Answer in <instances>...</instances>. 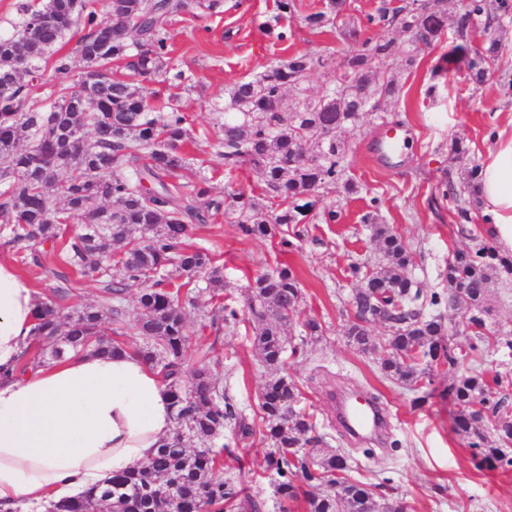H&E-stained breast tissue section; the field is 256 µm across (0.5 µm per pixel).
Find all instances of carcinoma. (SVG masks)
Segmentation results:
<instances>
[{
	"label": "carcinoma",
	"instance_id": "carcinoma-1",
	"mask_svg": "<svg viewBox=\"0 0 512 512\" xmlns=\"http://www.w3.org/2000/svg\"><path fill=\"white\" fill-rule=\"evenodd\" d=\"M346 4L329 0V12L338 15ZM214 7L204 0H111L108 16L101 19L91 0H37L20 5V31L0 35V223L11 227L16 252L53 282L56 299L40 305L33 330L38 351L25 355L16 372L61 360L88 344L97 351L121 349L100 339L101 328L108 317L123 315L122 295L136 286L132 328L150 341L137 355L163 379L176 421L173 435L147 464L88 489L69 501L67 512H100L103 507L109 512H232L240 507L243 488L223 477L222 451L212 446L224 422L236 419L211 378L214 349L201 355L190 380H184V305L194 303L196 273L208 268L209 284L224 286L221 268L185 239L192 225L219 214L223 202L212 200L205 210L197 206V199L208 193L207 179L186 154L190 134L181 110L172 106L154 114L135 82L112 78V64L120 62L138 77L164 71L171 18ZM327 13L309 14L308 25L324 27ZM509 24L512 0H469L466 12L454 21L460 43L449 52L448 64L482 85L486 64L504 52L491 31ZM79 26L85 30L77 51L88 68L86 78L78 89L60 95L49 111L32 108L16 72L19 59H26L31 71L39 70L46 54ZM365 26H393L399 36L362 41L340 62L335 87L319 99L307 94L306 84L324 59L308 53L228 90L222 124L225 165H252L264 191L284 205L269 219L256 211L253 199L236 197V223L245 234L273 238L280 224H303L319 191L349 185L347 141L341 133L358 128L363 114L376 111L381 101L399 97L395 77L379 75L392 65L414 68L421 51L440 40L448 29L446 0L402 5L382 0ZM287 90L295 97L288 109L283 105ZM70 95L77 96L79 106L65 104ZM78 126L88 132L72 135ZM478 169L477 164L470 169L459 190L447 181L436 186L439 198L454 205L460 225L472 221L461 194L477 196ZM60 173L65 180L54 195L49 187ZM372 205L362 222L371 226L382 259L371 270L351 266L360 287L349 301L348 344L364 354L379 353L385 377L412 390L434 372H448V385L428 396L448 401L452 426L468 440L477 467H511L503 448L512 442L509 393L502 390L491 401L490 384L500 387L501 381L463 367L451 336L484 338L493 279L512 275V257L478 236L474 246L453 251L444 271L448 306L461 301L463 308L461 322L452 327L435 310L440 295L424 293L414 280L413 253L401 235L379 222L377 200ZM75 222L77 231L65 236L66 226ZM46 243L50 251L35 250ZM79 277L98 284L100 300L63 318L59 304L72 299ZM248 288L249 313L257 324L253 345L270 370L259 407L263 437L271 445L267 463L276 474L274 496L283 512L299 502L304 512H403L401 504L385 501L381 486L350 479L346 457L323 448L314 415L297 409L300 390L286 370L284 332L301 301L295 271L278 267ZM357 314L387 326L384 344L371 343L368 328L354 319ZM187 436L201 446L187 447Z\"/></svg>",
	"mask_w": 512,
	"mask_h": 512
}]
</instances>
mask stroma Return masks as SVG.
Wrapping results in <instances>:
<instances>
[{
  "instance_id": "1",
  "label": "stroma",
  "mask_w": 512,
  "mask_h": 512,
  "mask_svg": "<svg viewBox=\"0 0 512 512\" xmlns=\"http://www.w3.org/2000/svg\"><path fill=\"white\" fill-rule=\"evenodd\" d=\"M296 2L295 13L285 16L279 14L276 0H219L214 9L198 16L173 17L168 26L172 63L183 71L184 80L156 76L139 81L154 111L179 103L192 137L187 153L197 158L210 198L229 205L243 193L272 216L279 208L264 192L255 169L243 163L231 173L224 164L220 142L228 88L288 57L314 53L325 64L312 72L308 86L312 94L322 93L336 81L337 58L352 46L341 38V31L359 25L380 4L348 0L337 21L315 30L305 18L323 10L324 0ZM281 31L286 34L282 41L277 38ZM77 40V35H67L56 48L43 81L29 91L31 106L49 108L59 89L79 87L85 66L76 51ZM452 46L451 39H441L413 69L397 71L398 101L381 103L348 135L346 176L356 190L321 194L318 203L319 208L338 210V222L314 217L301 225V237L290 250L274 239L244 235L234 216L226 214L194 225L189 234V244L211 254L221 267L224 285L208 287L207 272L198 274L197 304L188 310L187 359L195 361L200 349H216L213 378L255 433L242 437L231 421L214 444L230 450L224 458L225 477L238 479L243 469L260 473L251 493L263 512H278L273 488L262 477L270 450L260 434L259 408L267 369L253 345L252 323L222 328L217 335L207 325L218 303L246 310L249 282L280 265L296 271L303 294L286 327L288 341L298 348L288 365L303 394L299 406L314 415L325 448L347 457L352 477L381 484L388 498L404 504L405 512H512V468L478 469L466 440L452 428L447 403L437 398L416 403L415 391L386 379L375 355L355 351L343 335L357 286L350 267H373L380 261L371 232L361 221L370 202H377L382 223L401 234L414 252L413 275L429 293H448L443 272L449 249L467 247L470 235L487 233V225L478 221L471 223L470 233H461L447 207L432 202L431 195L444 174L461 178L471 162L481 161L493 144L492 114H512V100L499 86L501 77L512 74V43L490 64L488 80L480 87L453 71L434 75V66ZM61 61L68 68L60 72L56 65ZM455 139L467 148L466 159L450 153ZM490 297L494 312L488 325L493 336L478 344L465 365L512 382V350L506 346L512 340V279L495 280ZM308 318L322 324L321 336H302L301 323ZM341 393L368 395L387 407L390 425L380 443L357 441L337 423L335 400Z\"/></svg>"
}]
</instances>
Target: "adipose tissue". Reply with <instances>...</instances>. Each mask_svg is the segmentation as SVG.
<instances>
[{"instance_id":"1","label":"adipose tissue","mask_w":512,"mask_h":512,"mask_svg":"<svg viewBox=\"0 0 512 512\" xmlns=\"http://www.w3.org/2000/svg\"><path fill=\"white\" fill-rule=\"evenodd\" d=\"M477 192L512 251V118L480 163ZM38 312L33 288L0 260V512H47L147 462L174 428L160 375L130 352L72 353L14 376Z\"/></svg>"}]
</instances>
